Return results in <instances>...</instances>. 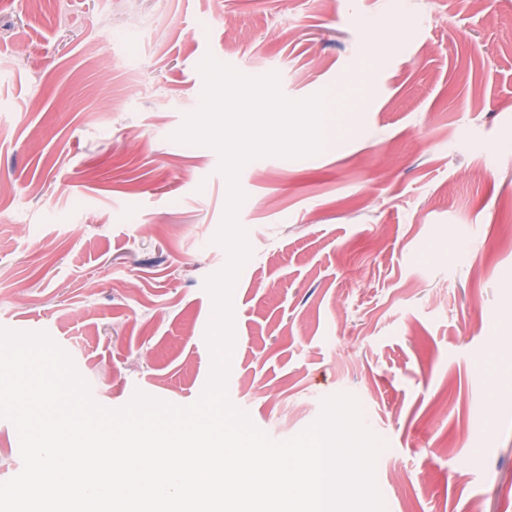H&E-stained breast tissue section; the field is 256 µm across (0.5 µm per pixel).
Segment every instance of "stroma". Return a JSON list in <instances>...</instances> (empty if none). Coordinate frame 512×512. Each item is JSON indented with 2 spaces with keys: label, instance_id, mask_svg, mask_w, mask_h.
Masks as SVG:
<instances>
[{
  "label": "stroma",
  "instance_id": "obj_1",
  "mask_svg": "<svg viewBox=\"0 0 512 512\" xmlns=\"http://www.w3.org/2000/svg\"><path fill=\"white\" fill-rule=\"evenodd\" d=\"M208 56L332 102L238 174L231 403L280 441L353 396L385 512H512V0H0V329L103 407L199 399L229 185L173 135Z\"/></svg>",
  "mask_w": 512,
  "mask_h": 512
}]
</instances>
